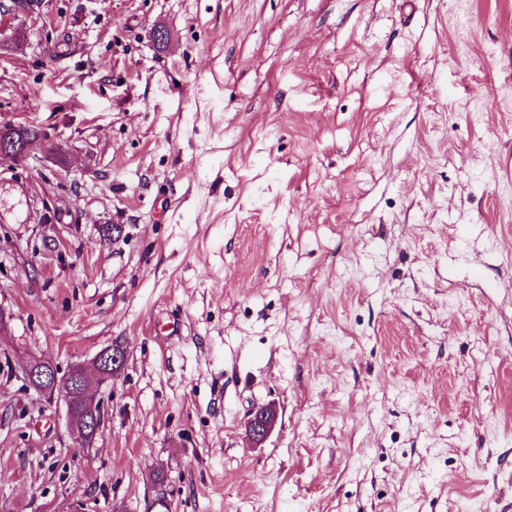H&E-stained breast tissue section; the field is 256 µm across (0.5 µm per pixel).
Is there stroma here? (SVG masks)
<instances>
[{"label": "stroma", "instance_id": "1", "mask_svg": "<svg viewBox=\"0 0 512 512\" xmlns=\"http://www.w3.org/2000/svg\"><path fill=\"white\" fill-rule=\"evenodd\" d=\"M0 123V512H512V0H27ZM36 150L26 139H18L13 130L0 126V165L10 166L30 158ZM126 361V351L122 346L102 349L93 360V364L99 368L97 386L112 383L114 377L124 370ZM40 360V358L32 357L28 360L32 363L23 365L24 368L22 366L27 381L33 388L48 395L50 399L62 403L65 407L66 418L69 425L76 429L75 421L70 416L69 402L73 388L79 387L81 389L83 385L85 368L78 366L69 375L59 377V374L54 371V369L46 370L39 366V362L34 363V361ZM85 403L91 409L92 417L83 421V435L89 438L88 432L93 429L95 439L102 423L101 409L96 400H85ZM77 437L81 446H90L88 439L79 434V432ZM277 421V409L273 404L255 407L247 420L246 431L254 445H260L271 434Z\"/></svg>", "mask_w": 512, "mask_h": 512}]
</instances>
